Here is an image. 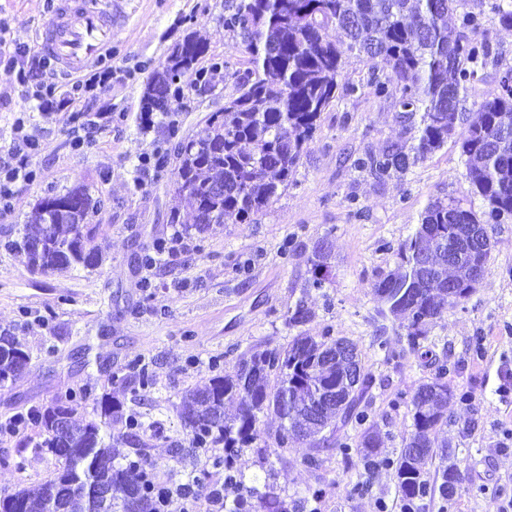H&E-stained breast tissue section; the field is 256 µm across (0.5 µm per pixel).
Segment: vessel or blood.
Masks as SVG:
<instances>
[{
    "mask_svg": "<svg viewBox=\"0 0 512 512\" xmlns=\"http://www.w3.org/2000/svg\"><path fill=\"white\" fill-rule=\"evenodd\" d=\"M111 2L57 0L39 36L41 50L72 73L104 59L112 46Z\"/></svg>",
    "mask_w": 512,
    "mask_h": 512,
    "instance_id": "vessel-or-blood-1",
    "label": "vessel or blood"
}]
</instances>
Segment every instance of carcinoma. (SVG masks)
Here are the masks:
<instances>
[{
	"instance_id": "obj_1",
	"label": "carcinoma",
	"mask_w": 512,
	"mask_h": 512,
	"mask_svg": "<svg viewBox=\"0 0 512 512\" xmlns=\"http://www.w3.org/2000/svg\"><path fill=\"white\" fill-rule=\"evenodd\" d=\"M459 0H224V28L241 37L249 68L239 77L237 95L224 108L211 113L193 134L177 137L170 180L178 205L168 223H180V209L194 223L180 235L205 238L224 217L253 220L288 187L304 148L317 129L322 112L338 92L353 95L359 86L343 74V59L350 55L382 58L396 77L389 89L387 77L370 74L368 84L380 95L393 93L402 112L420 116L415 143L409 150L390 148L369 152L357 168L378 177L404 176L412 167L455 139L466 157L467 176L485 203L476 211L458 202L429 203L420 224L399 246L393 269L379 275L371 290L381 303L379 314L401 320L409 349L425 362L438 363L436 377L420 385L410 401L412 431L393 458L380 453L383 436L369 412L367 396L374 381L361 364L327 359L336 339L298 335L285 346L257 349L243 356L232 369L217 370L202 388L182 396L178 417L185 432L170 471L189 480L163 484L156 480V463L146 449L161 435L165 423L147 419L140 405L152 386L148 364L135 358L110 373L113 386L124 398L96 397L89 385L70 389L46 407L31 406L0 424V433L34 431L24 447L46 451L61 463L57 476L36 486L22 487L0 499V512H107L97 496L98 485L111 490L112 512H161L165 495L193 499V455L218 446L224 456V479L241 487L224 501V512H294L295 502L279 496H261L260 477L246 478L237 468L243 448L268 447L261 418L274 415L280 428L274 437L278 448L296 441L310 447L334 448L371 476L381 467L395 471L403 512H422L432 493L426 465L442 462L439 496L450 501L457 495L458 466L446 447L434 449L429 433L448 420V385L442 378L458 364L437 361L424 344L426 326L439 317L445 305L454 306L475 289L470 279L458 283L454 297L445 301L428 287L435 273H420L417 255L432 247L448 265L453 255L465 267L476 256L489 265L491 252L468 251L470 233L482 226L512 218V88L497 89L476 112H466L468 85L495 62L496 52L486 34V17L492 15L512 27V0H486L488 10L463 11L457 27L448 16ZM340 38L332 40L329 30ZM206 44L193 35L156 69L144 92L141 113L170 112L171 100L186 88L211 87L228 62L213 64V74L202 79L199 61ZM224 183V194H208L212 183ZM65 210L48 211L36 204L34 223L24 225L17 237L3 246L22 252L30 270L63 273L77 268L95 269L103 256L96 240L104 225L90 216L108 207L110 200L92 197L83 187L60 195ZM44 239L39 250L31 243ZM325 247L314 251L308 287L320 289L329 275ZM30 362L29 354L13 336H0V388L15 382ZM336 390L342 407L320 399ZM235 407L226 416L224 408ZM85 416L76 420L78 409ZM352 427L356 435L337 436Z\"/></svg>"
}]
</instances>
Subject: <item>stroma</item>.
Segmentation results:
<instances>
[{"label": "stroma", "mask_w": 512, "mask_h": 512, "mask_svg": "<svg viewBox=\"0 0 512 512\" xmlns=\"http://www.w3.org/2000/svg\"><path fill=\"white\" fill-rule=\"evenodd\" d=\"M50 0H0V27L17 44L38 54L37 36L52 15ZM112 67L120 75L97 103L118 114L111 129L82 151L70 147L72 129L63 112H30L12 69L0 64V155L11 146L13 124L29 115L41 135V150L29 164L39 177L15 188L14 205L0 215V238L31 220L38 200L81 186L110 198L95 214L104 225L98 238L102 264L66 274L31 272L23 254L0 246V335L15 336L30 357L25 374L0 388V423L31 406L47 405L67 389L84 384L95 394L112 392L110 369L142 358L153 386L141 410L166 423V436L149 454L167 482L166 463L182 437L177 408L184 392L205 386L212 362L232 368L245 352L287 345L294 336L330 335L353 342L375 384L370 407L384 436L382 455L394 456L411 430L410 399L435 374L412 352L386 360L382 343L397 344L398 320L381 318L370 285L393 269L395 252L412 233L425 206L455 201L484 208L467 177L459 146L447 143L401 178L359 171L363 153L408 146L412 133L390 96L368 85L371 71H385L382 59L349 56L344 71L358 85L323 112L291 184L254 223L226 220L204 241L176 242L167 213L173 204L167 168L143 170V157L171 150L168 127L140 124L141 99L151 74L190 34L208 48L202 66L230 60L245 70L247 56L233 51L224 26V0H114ZM497 61L468 89L477 107L495 92L512 67V28L486 24ZM143 63L134 77L125 67ZM236 92L234 74L212 89L185 90L174 101L181 134L197 131ZM162 238L168 249L153 266L141 262L143 245ZM491 271L471 296L427 327L428 343L459 369L445 378L455 398L448 422L430 435L434 445L455 448L461 461V489L451 501L428 497L424 512H504L512 500V220L495 225ZM327 246L332 272L324 287L308 288L312 259ZM153 283L150 294L138 286ZM303 303L306 322L290 326L284 317ZM19 434H0V496L53 477L51 454L23 447ZM303 443L271 451L270 489L299 500L301 512H399L397 481L390 469L356 490L359 475L331 450H321L319 469L307 466ZM23 469H16L17 458ZM323 484L319 501L307 489Z\"/></svg>", "instance_id": "35a3bbf8"}]
</instances>
